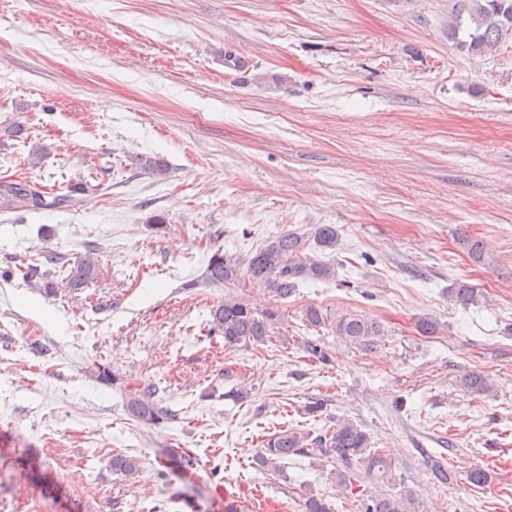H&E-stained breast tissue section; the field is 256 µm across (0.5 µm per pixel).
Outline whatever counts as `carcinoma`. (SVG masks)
<instances>
[{"label": "carcinoma", "mask_w": 512, "mask_h": 512, "mask_svg": "<svg viewBox=\"0 0 512 512\" xmlns=\"http://www.w3.org/2000/svg\"><path fill=\"white\" fill-rule=\"evenodd\" d=\"M451 3L446 35L462 53L468 55H494L501 44L512 38V0H448ZM141 168L148 174L163 179L169 165L161 155L140 159ZM45 187L25 178L0 179V209H23L37 213L48 205ZM311 236L322 249H336L339 232L334 224H316ZM307 239L298 233L284 234L269 244L239 257L213 250L206 266V280L215 285L231 286L253 283L268 291L276 300L291 296L298 285L305 281H323L336 275L335 266L310 257L305 250ZM100 247L86 246L85 254L74 262L64 277L65 287L72 292L81 291L98 277ZM24 280L52 295L56 285L45 280L39 264H28L20 269ZM456 304L463 307L474 305L484 297L476 286L458 281L451 288ZM210 332L224 338V348L266 345L272 342L281 312L277 307L258 310L236 296H227L213 306ZM306 330L326 328L347 344L362 351H371L382 342L385 329L382 324L367 315L339 312L335 315L310 304L302 311ZM308 357L323 364L330 362V355L314 340L302 342ZM460 386L472 394H484L491 390L489 380L480 373L471 372L459 380ZM125 409L137 423L148 427H160L173 419L174 414L157 398L155 387L137 386L125 392ZM290 456L323 458L332 463L336 484L345 494L353 497L358 512H421L416 497L409 491L389 493L376 490L359 497L355 489L370 480L383 485L393 477V464L380 450L372 449L371 436L357 424L337 420L336 429L330 433H302L285 430L274 433L263 441V447L255 457L256 468L263 472H277ZM139 469V462L131 457H112V471L130 476Z\"/></svg>", "instance_id": "obj_1"}]
</instances>
